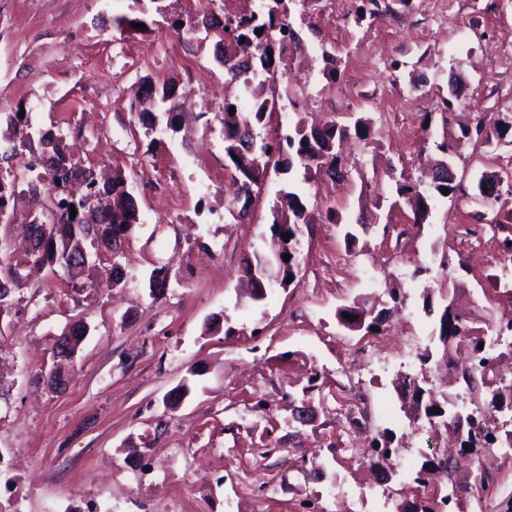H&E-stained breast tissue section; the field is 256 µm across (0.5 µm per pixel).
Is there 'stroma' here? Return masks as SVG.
Listing matches in <instances>:
<instances>
[{"mask_svg":"<svg viewBox=\"0 0 512 512\" xmlns=\"http://www.w3.org/2000/svg\"><path fill=\"white\" fill-rule=\"evenodd\" d=\"M359 4L309 0L291 12L299 28L335 7L336 28L298 56L308 72L306 86L290 89L299 106L275 117L269 133L332 112L341 122L369 118L368 139L352 135L342 145L343 177L300 167L269 174L250 222L239 224L216 219L233 192L219 131L199 121L149 136L125 106L150 80L171 83L193 111H222L232 91L214 39L175 35L164 18L207 8L231 17L249 0H165L162 16L151 0H0V170H24L27 155L10 153L7 118L25 111L34 127L63 134L74 161L122 171L139 212L123 242L120 285L106 284L105 250L87 275L33 267L0 318V448L27 451L21 473L0 475V489L23 483V512H43L60 497L81 512L89 471L112 512H155L180 477L195 490L179 512H293L302 499L328 512H379L380 498L368 491L372 462L331 454L368 445L339 404L351 386L363 390L375 432L415 464L441 445L459 448L441 426L414 434L397 397L398 368L438 343L425 301L436 312L453 299L486 326L512 318L498 280L512 262L500 248L512 238V151L461 135L479 122L489 131L512 124V64L500 45L512 31V0H441L456 17L449 27L424 0H394L362 23ZM141 19L144 29L133 28ZM325 50L336 57L331 81L322 74ZM443 143L461 189L414 223L396 187L417 183L442 159ZM485 172L501 179L499 199L479 198ZM290 178L309 215L298 234V277L254 302L241 291L243 267L265 252L269 207ZM331 208L342 223L327 219ZM448 267L458 269L455 280ZM156 269L166 284L154 289ZM358 303L394 309L380 329L390 348L367 362L349 356L366 333L337 319ZM78 322L88 335L71 360L57 357L55 338ZM52 373L61 388L49 386ZM303 407L306 421L291 422ZM144 463L151 473L135 483L132 471ZM243 469L254 486L274 489L268 506L245 495L235 477Z\"/></svg>","mask_w":512,"mask_h":512,"instance_id":"stroma-1","label":"stroma"}]
</instances>
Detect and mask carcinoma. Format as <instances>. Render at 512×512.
Returning a JSON list of instances; mask_svg holds the SVG:
<instances>
[{"instance_id":"cac0c4a2","label":"carcinoma","mask_w":512,"mask_h":512,"mask_svg":"<svg viewBox=\"0 0 512 512\" xmlns=\"http://www.w3.org/2000/svg\"><path fill=\"white\" fill-rule=\"evenodd\" d=\"M304 4L308 0H260L256 9L227 18L221 22L213 13L204 11L187 19L172 18L168 27L175 32L182 29H218L222 37L216 47L224 51L216 55L215 60L224 67L229 80L240 86L241 92L253 101V110L248 114L237 111V104L226 100L224 110L214 113V118L206 119V127L212 128V120L220 124V134L224 141V170L239 183L236 200L226 207L233 220L241 223L250 218V204L261 191L262 182L269 168L274 167L281 174H288L293 169V161H298L304 171L324 169L336 174V139L349 133L356 137H367L370 126L367 119L358 117L353 125H343L332 119L321 125L310 127L299 121L295 125V134H285L278 140H267L258 130L266 127L273 116L279 112V103L290 101L288 89H279L274 77L277 76L276 65L270 59L277 58L286 50L301 52L306 40L289 21L290 4ZM255 45L256 53L251 59L241 61L234 56L232 49L241 42ZM142 104L145 110L138 113V118L145 129H150L156 112L166 115L173 133L181 131L178 113L174 112L172 96L167 87L160 89L148 84L144 87ZM236 112H230V109ZM33 125L29 121L19 120L14 123L18 132L12 153L36 149L42 161V171L26 166V187L19 188V180L14 175L0 174V215L8 217L11 206L21 196H28L32 220L47 225L48 239L30 242L26 256L35 265L59 268L70 272L80 266L77 257L86 249V242L97 248L109 251L115 261L106 276L107 283L115 285L119 281L120 264L116 259L122 252L114 250L134 224L138 223V210L133 196L127 191L125 180L120 174L112 177V183L98 186L93 170L72 162L61 147L62 137L51 131L32 133ZM79 177L86 182L88 191L74 199L64 193V188L71 178ZM448 193H442V190ZM457 185L446 177L430 180L425 190L416 185H402L397 188L398 195L405 198L410 206L416 224L424 223L430 215L434 201L453 196ZM286 203L277 200L270 208L272 217L270 225L269 253L256 254L254 260L244 268L245 278L252 290V298L262 301L266 294L258 288V282L266 284L296 278L298 266L295 248L300 225L305 223L307 206L304 195L296 188L280 190ZM76 209V216H71V209ZM291 235L285 239V235ZM290 259H284V255ZM22 278L20 264L0 253V281L8 288L0 292V299L9 297L10 287ZM350 314L356 320L349 321L343 314ZM340 324L350 331L372 333L370 327L382 326L383 315H372V311L361 306H353L338 311ZM485 332L476 327L462 311L448 301L439 317L438 359L436 363L445 364L452 353L465 345L470 350V363L458 371V375L469 388L490 387V358L479 343ZM83 338L82 328L73 327L63 332L56 341V346L63 348L64 357H71ZM424 389L413 390L415 407L422 406ZM424 407V406H422ZM452 409L431 403L424 407V413L436 418L449 416ZM494 479L478 473L472 478V486H458L462 494L456 495L460 512H484L482 492Z\"/></svg>"}]
</instances>
